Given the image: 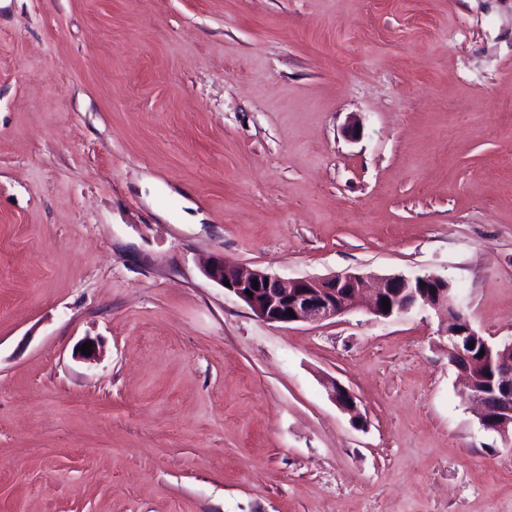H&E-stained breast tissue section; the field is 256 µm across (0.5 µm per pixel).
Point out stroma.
Instances as JSON below:
<instances>
[{"mask_svg":"<svg viewBox=\"0 0 512 512\" xmlns=\"http://www.w3.org/2000/svg\"><path fill=\"white\" fill-rule=\"evenodd\" d=\"M216 255L512 337V0H0V512H512L433 313L268 323ZM324 386L329 398L343 412H354L356 410V401L354 394L336 379H327Z\"/></svg>","mask_w":512,"mask_h":512,"instance_id":"1","label":"stroma"}]
</instances>
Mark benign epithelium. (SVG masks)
<instances>
[{
  "instance_id": "obj_1",
  "label": "benign epithelium",
  "mask_w": 512,
  "mask_h": 512,
  "mask_svg": "<svg viewBox=\"0 0 512 512\" xmlns=\"http://www.w3.org/2000/svg\"><path fill=\"white\" fill-rule=\"evenodd\" d=\"M205 275L246 303L257 317L268 323H320L363 305L377 318L389 319L413 310H431L446 325L448 363L466 381V399L473 406L481 427L512 440V340L499 345L481 338L487 361L498 376V385L485 390L466 364L470 361L471 337L479 336L458 298H448V280L431 275L402 274L374 277L373 288L365 289L367 276L346 271L327 277L283 278L264 270L230 265L215 257L204 268ZM259 284L253 288L252 282ZM368 297H363L364 291ZM390 301L384 311L382 299ZM295 316H290L288 310ZM324 386L329 398L344 412L356 410L354 394L336 379Z\"/></svg>"
}]
</instances>
